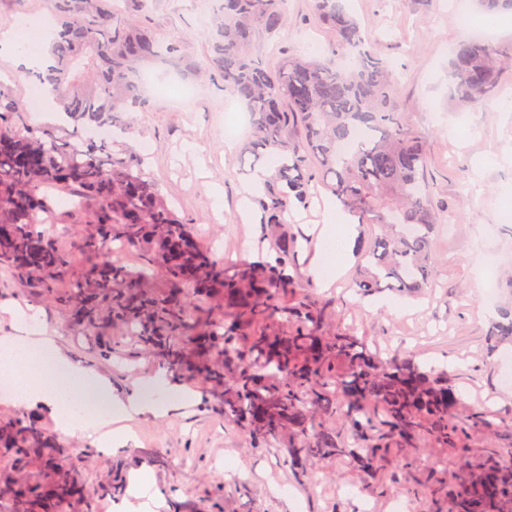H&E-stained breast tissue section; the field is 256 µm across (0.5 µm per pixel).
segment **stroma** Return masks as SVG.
I'll use <instances>...</instances> for the list:
<instances>
[{"mask_svg":"<svg viewBox=\"0 0 512 512\" xmlns=\"http://www.w3.org/2000/svg\"><path fill=\"white\" fill-rule=\"evenodd\" d=\"M134 3L116 0L118 19L154 28L181 45L186 61L204 64L217 19L215 0H155L146 15ZM343 3L394 71L402 119L426 140L428 179L447 221L432 242V287L414 295L385 289L364 296L354 285L352 263L325 289L310 279L313 262L322 256L318 232L331 195L315 189L308 204L288 214L297 238V279L308 283V297L324 306L325 332L354 336L381 362L408 358L447 380L459 394L457 423L480 412L491 430L470 432L461 448L441 446L430 437L412 450L392 448L380 457L372 478L347 458L309 459L299 478L288 464L296 435L287 432L266 447H254L247 429L224 413L225 380L169 377L170 385L190 390L191 398L169 399L160 417L148 411L135 415L126 435L120 423H112L105 441L90 430L62 433L49 413L0 399V418L39 415L42 426L69 449L71 464L88 487H98L113 470L125 479L142 473L162 502L157 512H357L349 494L359 488L369 512H390L396 496L406 501L408 512H450L464 470L479 469L492 458L512 462V385L500 379L503 369L512 370V346L491 353L486 338L490 323L512 308V288L505 282L512 271V223L500 218L504 202L512 200V110L506 108L512 103V71H505L494 106L451 111L448 61L466 37L459 0H434L422 11L408 0ZM310 5V0H287V25L273 37L256 34V56L272 67L295 53L327 58L333 36ZM50 15L48 0H0V30L24 24L34 33ZM151 70L158 85L152 106L135 113L131 128L116 136L114 151L146 153V171L161 197L226 275L263 264L256 243L259 221L242 216L255 206L246 191L250 167L239 153L248 133L232 139L225 134L243 106L225 91L219 75H187L169 62ZM489 252L497 255L499 267L495 299L487 304L482 264ZM13 307L39 313L55 344L72 361L107 378L114 394L128 393L160 367L148 352L129 357L132 339L116 329L75 327L49 297L0 267V341L27 336L23 323L8 315ZM106 345L115 359L101 356ZM284 486L289 495L281 494Z\"/></svg>","mask_w":512,"mask_h":512,"instance_id":"obj_1","label":"stroma"}]
</instances>
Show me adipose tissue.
Listing matches in <instances>:
<instances>
[{
  "mask_svg": "<svg viewBox=\"0 0 512 512\" xmlns=\"http://www.w3.org/2000/svg\"><path fill=\"white\" fill-rule=\"evenodd\" d=\"M326 218L323 228L326 246L340 260H349L356 246L353 224L342 207L332 201L327 204ZM12 317L23 323L31 322L40 333L42 325L37 314L16 310ZM0 358L5 361L0 373L25 387L29 398L40 401L69 432L89 427L98 431L111 425L113 420L127 419L146 410L158 416L166 413L164 403L144 400L137 389L122 398H106L102 378L74 364L41 333L27 346H4L0 349Z\"/></svg>",
  "mask_w": 512,
  "mask_h": 512,
  "instance_id": "ef3b65f1",
  "label": "adipose tissue"
}]
</instances>
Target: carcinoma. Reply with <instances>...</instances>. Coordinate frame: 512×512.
<instances>
[{"instance_id": "1", "label": "carcinoma", "mask_w": 512, "mask_h": 512, "mask_svg": "<svg viewBox=\"0 0 512 512\" xmlns=\"http://www.w3.org/2000/svg\"><path fill=\"white\" fill-rule=\"evenodd\" d=\"M206 68L224 78V89L247 106L253 136L242 153L258 162L276 153L280 165L259 197L262 235L274 262L224 277L212 254L175 217L144 171L142 156L109 151L106 141L82 135L85 128H129L131 114L148 106L136 74L168 59L182 62L181 46L162 41L148 27L116 21L109 0H52L57 29L48 44L50 64L36 69L72 133L37 136L21 122L17 92L0 85V266L54 296L71 321L84 329L112 326L132 336L136 349L153 353L168 372L222 379L232 388L227 404L234 420L260 446L284 431L303 436L289 465L302 473L307 458H350L364 474L375 472L379 455L419 434L448 448L460 447L468 430L487 425L477 413L466 426L453 421V388L410 361L383 364L358 348L352 336L327 334L324 309L306 298L282 300L297 287L289 273L296 237L285 215L305 205L321 184L359 224H377L362 254L355 285L369 294L383 288L414 293L434 281L432 239L444 217L425 181L423 137L406 127L397 104V84L388 61L367 42L360 21L340 0H312L318 21L334 35L328 60L289 56L275 68L252 51L258 30L269 35L287 23L285 0H219ZM493 19L512 12V0H472ZM512 66V44L471 37L450 64V99L477 111L498 96L504 70ZM319 170L310 171L309 157ZM75 198L73 212L85 214L78 254L58 247L43 225L54 223L55 198ZM115 243L141 248L148 256L139 271L111 258ZM160 271L164 288L146 284ZM68 276L58 292L55 280ZM221 296L229 320L195 321L184 297ZM283 315L285 334L271 328ZM490 349L512 344V311L488 331ZM380 409L360 419L359 402ZM351 421L355 441L320 429L315 416ZM0 490L11 497L10 512H97V499L120 489L109 478L89 491L67 465V450L35 418L0 421ZM512 503V467L494 462L470 474L456 490L453 512H504Z\"/></svg>"}]
</instances>
